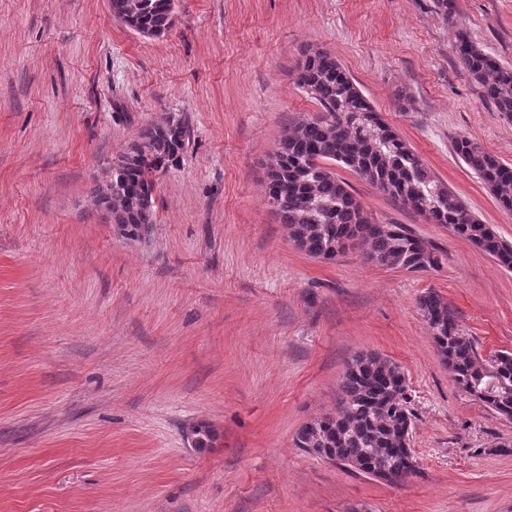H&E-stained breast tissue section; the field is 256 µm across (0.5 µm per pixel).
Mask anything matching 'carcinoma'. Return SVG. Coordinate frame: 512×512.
I'll list each match as a JSON object with an SVG mask.
<instances>
[{
  "instance_id": "1",
  "label": "carcinoma",
  "mask_w": 512,
  "mask_h": 512,
  "mask_svg": "<svg viewBox=\"0 0 512 512\" xmlns=\"http://www.w3.org/2000/svg\"><path fill=\"white\" fill-rule=\"evenodd\" d=\"M172 0H111L112 16L133 19L158 34L167 30ZM456 53L484 96L512 120V67L499 63L461 33ZM297 84L322 111L300 118L281 139L266 166L264 196L290 241L308 256L332 261L349 250L370 245L367 261L407 271L440 266L441 248H423L403 224H377L336 177L329 164L356 173L392 199L434 224H445L512 270V243L481 223L433 175L422 158L390 127L355 80L321 49H308ZM189 143L186 123L174 118L142 128L112 168L108 181L92 191L106 205L112 223L134 234L153 216L160 171L176 162ZM456 153L494 196L512 210V166L462 137ZM418 310L432 333L456 388L497 415L512 420V352L490 358L479 354L474 338L448 303L434 291L418 299ZM414 413L400 366L373 351H358L347 363L336 413L305 422L294 437L304 451L345 465L357 473H419L410 448Z\"/></svg>"
}]
</instances>
